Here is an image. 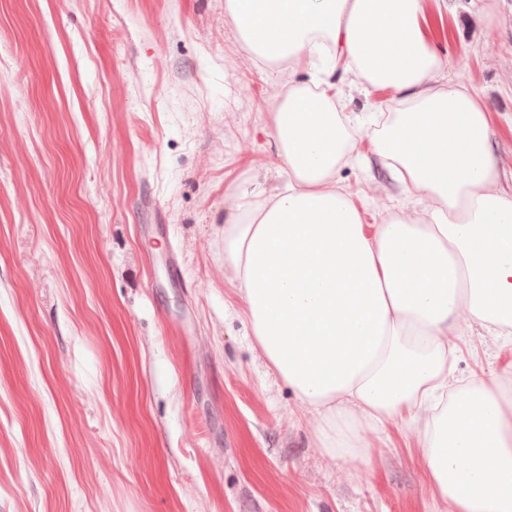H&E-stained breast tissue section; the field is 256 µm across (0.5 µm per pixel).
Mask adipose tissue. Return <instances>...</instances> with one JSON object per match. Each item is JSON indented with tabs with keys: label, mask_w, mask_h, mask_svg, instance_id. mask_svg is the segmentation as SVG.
I'll list each match as a JSON object with an SVG mask.
<instances>
[{
	"label": "adipose tissue",
	"mask_w": 512,
	"mask_h": 512,
	"mask_svg": "<svg viewBox=\"0 0 512 512\" xmlns=\"http://www.w3.org/2000/svg\"><path fill=\"white\" fill-rule=\"evenodd\" d=\"M226 4L264 63L317 71L273 107L284 193L234 196L224 224L254 343L331 456L364 461L368 434L406 415L424 432L422 459L448 512H512V394L458 386L449 370L466 322L512 335V191L486 105L440 83L445 61L420 23L426 0ZM338 70L398 98L371 139L421 211L367 225L338 186L363 128L333 90Z\"/></svg>",
	"instance_id": "ef3b65f1"
}]
</instances>
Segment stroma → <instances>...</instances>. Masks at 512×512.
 <instances>
[{"instance_id": "35a3bbf8", "label": "stroma", "mask_w": 512, "mask_h": 512, "mask_svg": "<svg viewBox=\"0 0 512 512\" xmlns=\"http://www.w3.org/2000/svg\"><path fill=\"white\" fill-rule=\"evenodd\" d=\"M427 16L511 188L512 0ZM310 79L249 52L226 0H0V512H448L407 419L366 462L326 454L224 262L227 196L284 189L271 108ZM334 81L348 111L397 107ZM358 150L337 179L367 223L421 209ZM458 343L457 378L512 391V341Z\"/></svg>"}]
</instances>
